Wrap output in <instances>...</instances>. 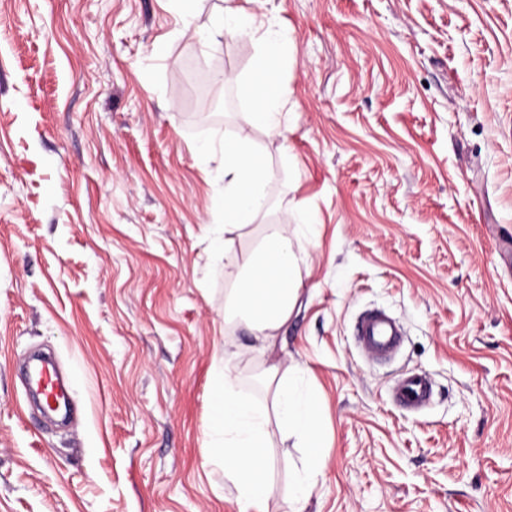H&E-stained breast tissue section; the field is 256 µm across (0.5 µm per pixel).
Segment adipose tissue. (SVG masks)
<instances>
[{
  "mask_svg": "<svg viewBox=\"0 0 512 512\" xmlns=\"http://www.w3.org/2000/svg\"><path fill=\"white\" fill-rule=\"evenodd\" d=\"M216 34L258 36L261 52L248 79L235 84L250 103L247 125L218 143H206L198 152L216 158L224 187L216 202L219 221L224 226V277L230 287L225 296L224 321L244 327L252 336L274 340L292 318L302 289L299 257L295 249L300 224L312 223L301 214L300 224H270L267 187L274 177L264 161L263 150L253 140L255 130L276 137L282 133L283 110L288 92L273 64L288 52V41L274 19L256 16L240 8L225 7L214 23ZM256 235L257 243L247 250L237 244L245 236ZM241 353L225 351L215 360L210 393L207 435L224 465V477L236 491L239 512H265L270 494L268 438L270 424L296 437L304 449L293 468L291 512H304L324 460L316 450L319 436L318 400L315 393L297 384L298 371L281 374L270 365L256 374L271 397L270 408L258 407L239 389Z\"/></svg>",
  "mask_w": 512,
  "mask_h": 512,
  "instance_id": "adipose-tissue-1",
  "label": "adipose tissue"
}]
</instances>
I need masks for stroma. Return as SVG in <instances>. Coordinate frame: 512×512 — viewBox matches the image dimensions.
Here are the masks:
<instances>
[{
    "label": "stroma",
    "mask_w": 512,
    "mask_h": 512,
    "mask_svg": "<svg viewBox=\"0 0 512 512\" xmlns=\"http://www.w3.org/2000/svg\"><path fill=\"white\" fill-rule=\"evenodd\" d=\"M290 41L270 221L300 224L304 291L271 346L224 323L195 144L246 124L213 36L224 0H0V512H238L205 463L214 356L302 369L325 466L305 512H512V0H235ZM404 328L369 358L368 310ZM55 354L72 421L18 369ZM419 373L429 405L391 387ZM268 512L302 450L270 426Z\"/></svg>",
    "instance_id": "1"
}]
</instances>
